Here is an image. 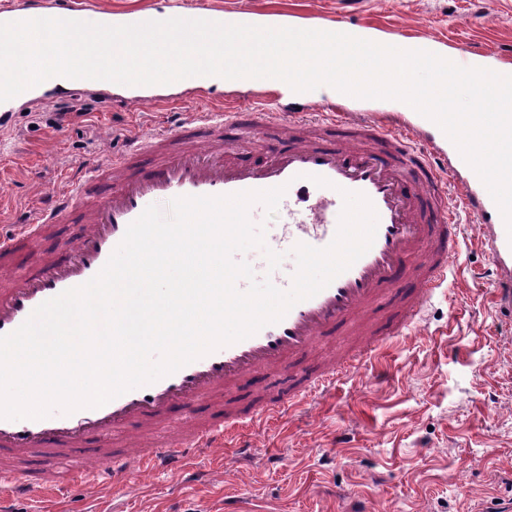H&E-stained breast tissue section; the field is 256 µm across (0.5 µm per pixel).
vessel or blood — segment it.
Listing matches in <instances>:
<instances>
[{
  "label": "vessel or blood",
  "mask_w": 512,
  "mask_h": 512,
  "mask_svg": "<svg viewBox=\"0 0 512 512\" xmlns=\"http://www.w3.org/2000/svg\"><path fill=\"white\" fill-rule=\"evenodd\" d=\"M191 18L224 24L277 27V13L201 8ZM58 18L107 25L153 20V13H112L75 6L73 0H17L0 11V23ZM302 112L277 107L256 111L203 112L162 127L150 137L131 136L124 151L103 164L76 166L69 187L41 210L35 223L0 237V263L40 248L21 281L0 280V336L16 331L45 301L96 276L124 238L128 226L151 205L168 210L182 196H219L284 187L281 220L266 223L254 204L251 222L265 229L268 249L281 253L270 269L264 251L243 253L256 278L290 289L297 269L293 248L328 246L343 208V191L364 194L378 223L370 249L315 296L294 305L276 323L221 347L150 384L129 390L98 408L65 415L53 411L39 420L0 418V484L18 494L51 496L75 478L126 480L137 471L178 472L191 454L223 447L240 428L304 402L374 358L381 343L407 329L459 257L458 211L479 220L478 242L496 273L495 299L512 316V236L488 189L456 146L426 140V117L411 120V106L385 101L383 108L349 115L354 98L337 93L335 102L316 104L304 94ZM44 98L35 85L0 102V127L18 107ZM261 135L264 160L241 150L247 131ZM325 185L313 183V176ZM312 203L299 208L295 194ZM80 215L82 230L57 238L59 225ZM389 303L390 315L375 311ZM354 328L363 343L356 353L306 364L308 354L338 328ZM257 375L268 383L253 404L239 403L243 384ZM167 423L165 444L139 445L142 435Z\"/></svg>",
  "instance_id": "obj_1"
}]
</instances>
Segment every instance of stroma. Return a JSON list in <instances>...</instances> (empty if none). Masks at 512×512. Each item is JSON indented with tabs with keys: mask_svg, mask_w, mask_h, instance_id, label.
I'll use <instances>...</instances> for the list:
<instances>
[{
	"mask_svg": "<svg viewBox=\"0 0 512 512\" xmlns=\"http://www.w3.org/2000/svg\"><path fill=\"white\" fill-rule=\"evenodd\" d=\"M112 12L279 11L307 21L351 18L397 36H431L449 52L512 57V0H83ZM71 112L55 129L56 108ZM245 85L217 86L173 104L112 107L94 93L16 112L0 133V233L34 223L47 196L67 189L78 163L105 161L132 135L226 103L249 106ZM462 255L448 282L403 335L372 363L312 392L303 404L246 432L247 451L226 448L190 460L203 482L158 472L115 485L76 483L56 498L20 496L13 512H494L512 500V323L492 305L495 276L461 219Z\"/></svg>",
	"mask_w": 512,
	"mask_h": 512,
	"instance_id": "35a3bbf8",
	"label": "stroma"
}]
</instances>
